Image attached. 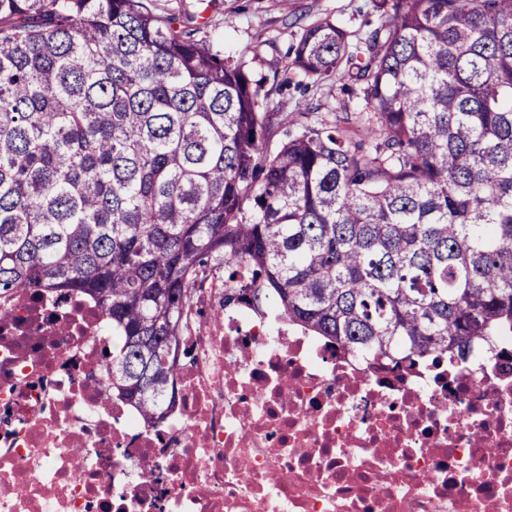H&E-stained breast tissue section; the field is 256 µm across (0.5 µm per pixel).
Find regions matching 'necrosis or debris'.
Masks as SVG:
<instances>
[{
	"mask_svg": "<svg viewBox=\"0 0 512 512\" xmlns=\"http://www.w3.org/2000/svg\"><path fill=\"white\" fill-rule=\"evenodd\" d=\"M196 308L151 425L107 388L97 303L0 300V512H512V335L394 369L225 303L220 280Z\"/></svg>",
	"mask_w": 512,
	"mask_h": 512,
	"instance_id": "obj_1",
	"label": "necrosis or debris"
}]
</instances>
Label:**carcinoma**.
<instances>
[{"instance_id": "carcinoma-1", "label": "carcinoma", "mask_w": 512, "mask_h": 512, "mask_svg": "<svg viewBox=\"0 0 512 512\" xmlns=\"http://www.w3.org/2000/svg\"><path fill=\"white\" fill-rule=\"evenodd\" d=\"M289 65L347 79L365 138L282 122L207 23L150 0H0V297L72 289L112 318V397L176 401L187 315L273 306L395 367L512 333V0H373Z\"/></svg>"}]
</instances>
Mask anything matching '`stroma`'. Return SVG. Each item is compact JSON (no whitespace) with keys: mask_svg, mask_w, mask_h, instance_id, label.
I'll list each match as a JSON object with an SVG mask.
<instances>
[{"mask_svg":"<svg viewBox=\"0 0 512 512\" xmlns=\"http://www.w3.org/2000/svg\"><path fill=\"white\" fill-rule=\"evenodd\" d=\"M153 8L164 16L203 14L210 48L244 62L282 118L307 123L317 117L349 129L364 108L342 82L308 86L290 68L289 52L303 27L324 18L351 35H364L377 18L372 0H153Z\"/></svg>","mask_w":512,"mask_h":512,"instance_id":"stroma-1","label":"stroma"}]
</instances>
